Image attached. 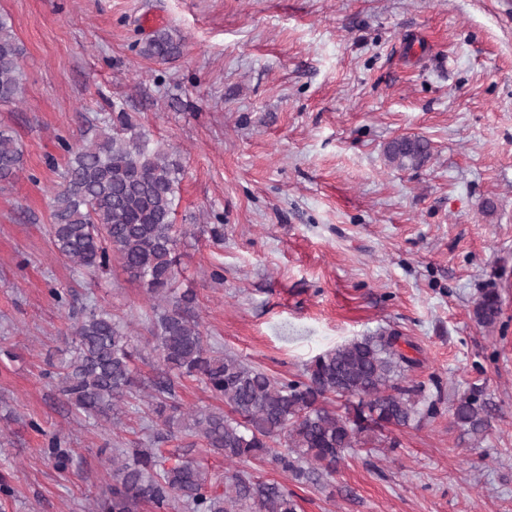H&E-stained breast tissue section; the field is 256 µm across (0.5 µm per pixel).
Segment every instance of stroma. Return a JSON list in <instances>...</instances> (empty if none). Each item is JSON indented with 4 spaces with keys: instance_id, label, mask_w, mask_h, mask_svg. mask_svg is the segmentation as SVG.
I'll use <instances>...</instances> for the list:
<instances>
[{
    "instance_id": "obj_1",
    "label": "stroma",
    "mask_w": 512,
    "mask_h": 512,
    "mask_svg": "<svg viewBox=\"0 0 512 512\" xmlns=\"http://www.w3.org/2000/svg\"><path fill=\"white\" fill-rule=\"evenodd\" d=\"M25 49L23 99L0 111L24 170L0 184V512H96L113 451L139 443L275 482L298 512H512V6L507 0H0ZM185 48L139 53L156 29ZM129 112L184 169L177 286L212 346L279 378L356 336L396 328L438 416L358 448L317 485L272 464L155 442L76 414L55 376L70 328L97 305L150 336V301L120 265L75 271L54 248L51 196L89 122ZM402 135L424 166L388 164ZM66 294L57 303L52 289ZM502 313L473 317L484 290ZM494 409L481 441L451 406ZM69 457L58 468L52 436ZM431 156L430 142L420 136H400L386 146V157L398 169H417Z\"/></svg>"
}]
</instances>
